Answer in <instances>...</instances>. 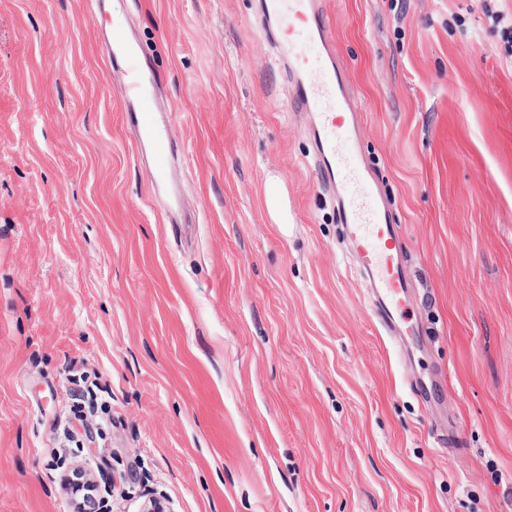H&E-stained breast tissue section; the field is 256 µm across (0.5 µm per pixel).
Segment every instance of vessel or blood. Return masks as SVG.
<instances>
[{
	"label": "vessel or blood",
	"mask_w": 512,
	"mask_h": 512,
	"mask_svg": "<svg viewBox=\"0 0 512 512\" xmlns=\"http://www.w3.org/2000/svg\"><path fill=\"white\" fill-rule=\"evenodd\" d=\"M261 12L263 34H280L276 47L288 67L292 107L315 118L319 184L335 193L340 219L349 224L358 257L378 286L375 313L381 325L398 330L408 288L403 233L357 149L355 101L333 51L329 22L318 0H261ZM109 44L113 65L124 73L121 93L137 140L150 147L154 170L165 177L172 152L155 79L126 29H111Z\"/></svg>",
	"instance_id": "b4317fda"
}]
</instances>
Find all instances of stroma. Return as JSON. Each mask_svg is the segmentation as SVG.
Wrapping results in <instances>:
<instances>
[{
    "label": "stroma",
    "mask_w": 512,
    "mask_h": 512,
    "mask_svg": "<svg viewBox=\"0 0 512 512\" xmlns=\"http://www.w3.org/2000/svg\"><path fill=\"white\" fill-rule=\"evenodd\" d=\"M404 231L390 335L259 0H0V512H512V65L485 9L322 0ZM160 79L164 183L106 36ZM277 192L286 213L266 207ZM96 376L111 426L74 419Z\"/></svg>",
    "instance_id": "1"
}]
</instances>
